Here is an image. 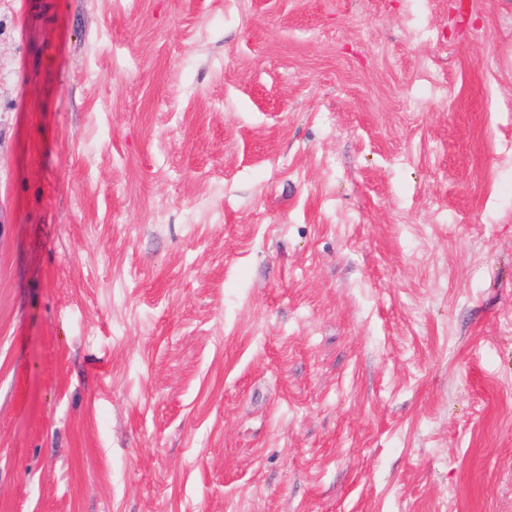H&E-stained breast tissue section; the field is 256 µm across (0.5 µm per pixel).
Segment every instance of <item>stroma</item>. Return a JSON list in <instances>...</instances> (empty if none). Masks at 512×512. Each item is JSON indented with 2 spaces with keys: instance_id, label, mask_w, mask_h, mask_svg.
Returning <instances> with one entry per match:
<instances>
[{
  "instance_id": "stroma-1",
  "label": "stroma",
  "mask_w": 512,
  "mask_h": 512,
  "mask_svg": "<svg viewBox=\"0 0 512 512\" xmlns=\"http://www.w3.org/2000/svg\"><path fill=\"white\" fill-rule=\"evenodd\" d=\"M0 512H512V0H0Z\"/></svg>"
}]
</instances>
